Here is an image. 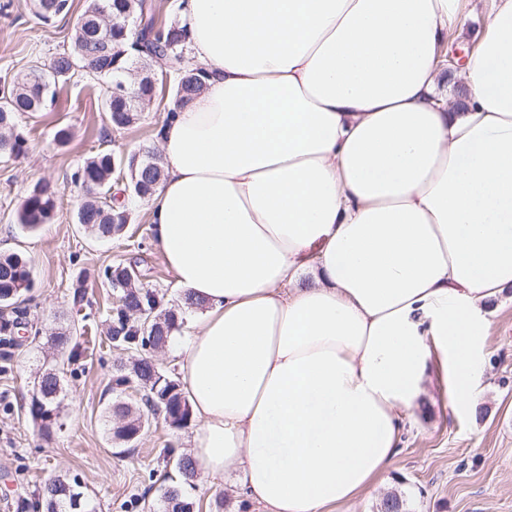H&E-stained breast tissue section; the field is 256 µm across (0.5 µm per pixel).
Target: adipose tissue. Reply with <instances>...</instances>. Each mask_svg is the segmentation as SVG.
I'll return each instance as SVG.
<instances>
[{
  "label": "adipose tissue",
  "mask_w": 512,
  "mask_h": 512,
  "mask_svg": "<svg viewBox=\"0 0 512 512\" xmlns=\"http://www.w3.org/2000/svg\"><path fill=\"white\" fill-rule=\"evenodd\" d=\"M152 236L198 301L169 343L192 457L263 512H328L394 463L440 355L481 391L512 287V0L457 79L460 0H180Z\"/></svg>",
  "instance_id": "1"
}]
</instances>
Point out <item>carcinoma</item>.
<instances>
[{"label":"carcinoma","instance_id":"carcinoma-1","mask_svg":"<svg viewBox=\"0 0 512 512\" xmlns=\"http://www.w3.org/2000/svg\"><path fill=\"white\" fill-rule=\"evenodd\" d=\"M34 13L44 22L66 17L70 0H33ZM160 5L155 0H89V4L74 27L69 48L58 53L48 68L35 67L11 83L7 90L11 104L0 109V129L12 130L18 115L38 112L45 103L42 88H56L78 71L92 80L109 78L117 84L127 79L133 65H138L142 77L137 89L142 98L151 100L155 88L149 77L154 57L162 54L169 71L176 75L175 96L188 100L203 87L199 70L187 65L186 33L180 21H159ZM140 105H124L107 98L102 110L116 129H125L138 120ZM26 139L21 134L0 139V151L19 156L25 152ZM126 166L128 188L139 197L154 191L164 176L161 157L147 150L129 155ZM115 158L100 152L87 159L72 175V180L87 185L93 192L86 194L76 219L98 239H110L120 234L129 221L125 204L112 194ZM58 188L50 182L36 185L25 198L19 212L20 223L33 230L53 218ZM108 286L120 294V302L112 307L106 336L116 350L134 356L131 364L119 363L112 377V416L117 420L113 439L119 445H129L150 418L160 415L173 430L189 427L192 420L190 404L179 380L164 372L145 352V337L151 345L167 346L173 332L179 329L177 312L199 306L192 295L181 293L177 308L162 307L158 290L142 282L132 265L119 262L104 270ZM33 271L30 263L17 253L0 254V343L11 345L26 320L27 310L20 307L22 296L31 291ZM50 341L60 355L72 363L81 357L73 337L61 328L50 333ZM62 393L60 369L52 366L39 374L28 402V413L44 439H50L59 418V398ZM174 470L179 480L166 487L164 498L167 512H193L187 488L193 487L192 476L198 463L187 454L179 455ZM32 507L38 512H96V505L87 496L81 481L54 476L38 491Z\"/></svg>","mask_w":512,"mask_h":512}]
</instances>
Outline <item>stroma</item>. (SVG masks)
<instances>
[{"mask_svg": "<svg viewBox=\"0 0 512 512\" xmlns=\"http://www.w3.org/2000/svg\"><path fill=\"white\" fill-rule=\"evenodd\" d=\"M66 19L35 17L31 0H0V80L24 74L37 61L49 62L67 48L88 0H70ZM159 80L154 99L132 126L116 130L101 109L111 82L75 74L53 101L22 114L17 132L27 140L17 157L0 156V252H18L31 262L34 288L27 318L41 330L36 340L9 348V370L0 373V512H22L45 479L78 476L97 512H165L162 448L190 450V430L173 431L156 419L126 452L113 451L110 385L119 352L81 343L80 359L63 381V404L52 440H44L27 413L35 377L57 354L48 336L58 325H83L102 336L113 305L103 277L106 266L137 261L146 283L175 300L180 290L163 256L152 244L145 199L127 197L130 220L111 241L91 238L76 222L83 194L72 182L78 166L99 152L122 160L157 149L160 129L174 98L175 78ZM69 127L70 142L55 141L57 127ZM56 185L59 196L51 223L29 230L20 224L26 196L40 182ZM84 282L90 307L75 311L70 293ZM402 497L407 512H512V288L493 303L482 390L474 406L454 409L447 384L432 371L427 392L401 434L392 467L354 500L334 512H379L387 494ZM223 504H216V496ZM194 512H262L261 506L230 490L223 478L199 471L191 492Z\"/></svg>", "mask_w": 512, "mask_h": 512, "instance_id": "35a3bbf8", "label": "stroma"}]
</instances>
